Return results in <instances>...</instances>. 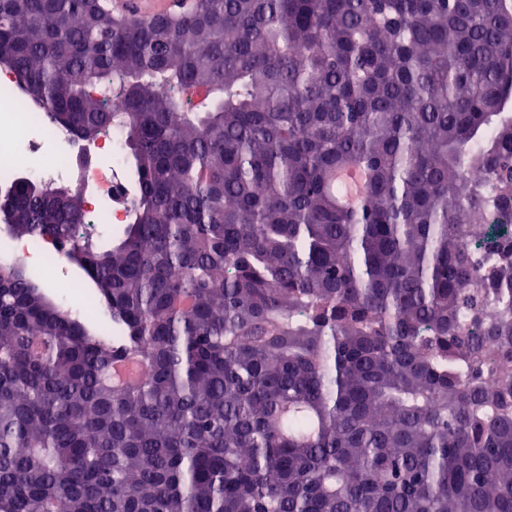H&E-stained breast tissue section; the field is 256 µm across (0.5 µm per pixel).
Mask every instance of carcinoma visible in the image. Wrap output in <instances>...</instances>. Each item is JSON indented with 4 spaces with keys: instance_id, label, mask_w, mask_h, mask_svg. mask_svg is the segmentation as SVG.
<instances>
[{
    "instance_id": "obj_1",
    "label": "carcinoma",
    "mask_w": 512,
    "mask_h": 512,
    "mask_svg": "<svg viewBox=\"0 0 512 512\" xmlns=\"http://www.w3.org/2000/svg\"><path fill=\"white\" fill-rule=\"evenodd\" d=\"M0 63L134 187L0 192L99 306L0 266V512H512V0H0Z\"/></svg>"
}]
</instances>
